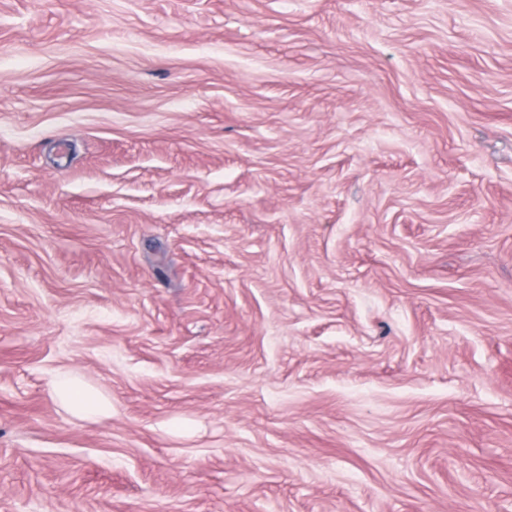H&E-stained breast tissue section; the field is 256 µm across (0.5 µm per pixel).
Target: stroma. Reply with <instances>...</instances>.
<instances>
[{"mask_svg":"<svg viewBox=\"0 0 512 512\" xmlns=\"http://www.w3.org/2000/svg\"><path fill=\"white\" fill-rule=\"evenodd\" d=\"M0 512H512V0H0ZM54 397L80 418L111 415L112 401L69 373L55 375L50 383Z\"/></svg>","mask_w":512,"mask_h":512,"instance_id":"obj_1","label":"stroma"}]
</instances>
